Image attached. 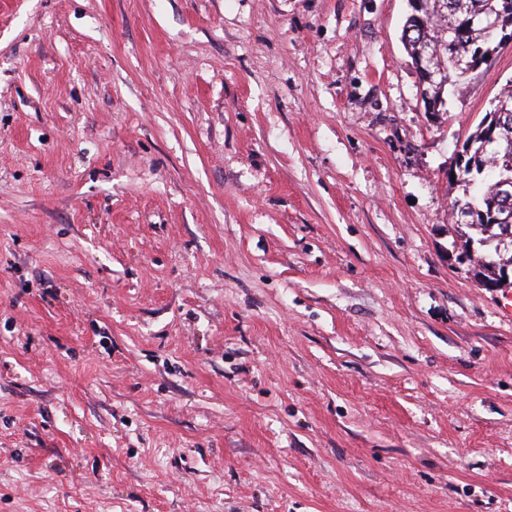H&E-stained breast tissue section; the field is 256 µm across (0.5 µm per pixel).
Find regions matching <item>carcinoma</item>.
<instances>
[{
	"instance_id": "cac0c4a2",
	"label": "carcinoma",
	"mask_w": 512,
	"mask_h": 512,
	"mask_svg": "<svg viewBox=\"0 0 512 512\" xmlns=\"http://www.w3.org/2000/svg\"><path fill=\"white\" fill-rule=\"evenodd\" d=\"M403 37L415 65L431 69L433 77L425 84L431 107H443L446 86L480 75L482 65L500 49L498 30L486 21L499 19L502 28H512V9L504 10L502 0H409ZM500 112L512 113V88L490 103L484 118L463 145V169L458 180L463 187L461 202L477 209L467 227L492 241L499 234L498 225L512 224V207L498 205L501 181L512 180V166L503 158L512 156V121L496 119ZM512 267V255L500 251L481 258L477 275L483 282H497L505 266Z\"/></svg>"
}]
</instances>
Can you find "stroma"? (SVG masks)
<instances>
[{"mask_svg": "<svg viewBox=\"0 0 512 512\" xmlns=\"http://www.w3.org/2000/svg\"><path fill=\"white\" fill-rule=\"evenodd\" d=\"M408 0H0V512H512L506 288ZM495 255L499 257L498 260L494 259L493 255H487L479 260V270L477 275L481 278V282H497L501 278L502 271L505 266L512 267V255L508 258L501 256V252L495 248ZM499 277V278H498Z\"/></svg>", "mask_w": 512, "mask_h": 512, "instance_id": "obj_1", "label": "stroma"}]
</instances>
